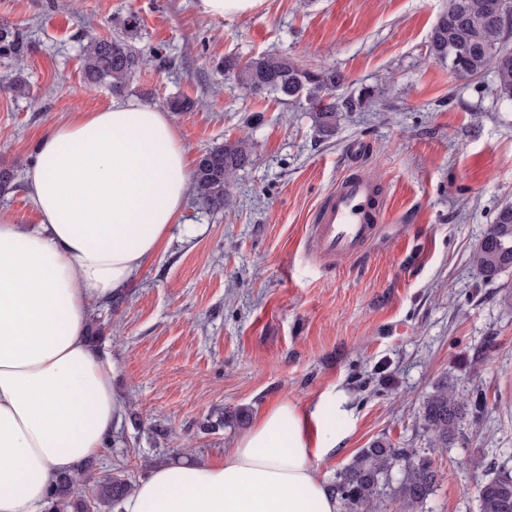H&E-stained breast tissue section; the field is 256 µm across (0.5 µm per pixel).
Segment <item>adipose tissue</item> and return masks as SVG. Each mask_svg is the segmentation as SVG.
<instances>
[{"label":"adipose tissue","instance_id":"1","mask_svg":"<svg viewBox=\"0 0 512 512\" xmlns=\"http://www.w3.org/2000/svg\"><path fill=\"white\" fill-rule=\"evenodd\" d=\"M165 112L122 99L55 126L25 188L39 223L0 212V512H42L52 481L80 473L127 409L115 364L89 339L97 305L150 264L190 190ZM278 401L218 462L159 464L123 512H340L320 468L336 446L325 405Z\"/></svg>","mask_w":512,"mask_h":512}]
</instances>
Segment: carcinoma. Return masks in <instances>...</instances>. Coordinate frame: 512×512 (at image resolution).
I'll use <instances>...</instances> for the list:
<instances>
[{
	"mask_svg": "<svg viewBox=\"0 0 512 512\" xmlns=\"http://www.w3.org/2000/svg\"><path fill=\"white\" fill-rule=\"evenodd\" d=\"M512 9V0H446L427 41L428 56L460 70V79L493 74L496 94L512 104V29L496 26L498 6ZM28 44L21 29L0 24V57L14 63L15 76L4 89L14 95L28 94L22 75ZM84 75L90 83L106 82L122 91L143 64V58L124 38H91L81 46ZM224 73L253 95L307 105L316 126L325 132L336 129L341 112L358 107L361 99L350 94L335 97L346 77L331 68L309 70L290 59L259 54L245 61L224 65ZM256 145L248 137L216 145L200 154L192 173L195 202L208 212L230 205V186L236 172L253 161ZM471 264L487 280L512 269V205L501 207L470 256ZM481 395L470 401L459 396L454 379L442 375L422 402L419 424L429 433L432 448H448L456 440L464 418L485 409ZM88 464L78 475L56 478L48 497L49 512H113L133 489V481L114 473L84 496ZM441 474L428 454L415 448H395L384 439L372 441L352 462L336 474L333 492L343 512H374L384 486L394 485L399 512H419L434 494ZM480 512H512V476L496 474L477 488Z\"/></svg>",
	"mask_w": 512,
	"mask_h": 512,
	"instance_id": "carcinoma-1",
	"label": "carcinoma"
}]
</instances>
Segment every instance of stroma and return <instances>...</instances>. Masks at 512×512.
Masks as SVG:
<instances>
[{
  "label": "stroma",
  "instance_id": "35a3bbf8",
  "mask_svg": "<svg viewBox=\"0 0 512 512\" xmlns=\"http://www.w3.org/2000/svg\"><path fill=\"white\" fill-rule=\"evenodd\" d=\"M445 0H262L251 13L207 16L198 0H0V24L31 47L24 96L0 92V168L16 189L0 209L16 223L39 216L24 188L37 145L53 127L111 105L109 84L84 80L80 46L129 37L149 63L123 96L168 110L189 161L247 136L251 165L237 172L230 207L187 200L157 258L98 310L114 387L128 400L92 474L140 479L178 452L219 459L247 430L235 412L283 399L308 404L339 389V441L322 461L334 481L385 438L429 451L442 475L423 512H479L487 474L512 475V270L484 280L470 255L496 212L512 204V108L492 75L458 80L427 54ZM137 17L135 32L126 19ZM259 53L309 69L333 66L363 105L319 134L304 106L247 94L223 61ZM364 142L361 170L387 210L363 255L315 252L311 217ZM487 400L450 448H429L418 424L438 377ZM481 457V468L469 466Z\"/></svg>",
  "mask_w": 512,
  "mask_h": 512
}]
</instances>
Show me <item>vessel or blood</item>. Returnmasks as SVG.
I'll return each instance as SVG.
<instances>
[{"instance_id": "vessel-or-blood-1", "label": "vessel or blood", "mask_w": 512, "mask_h": 512, "mask_svg": "<svg viewBox=\"0 0 512 512\" xmlns=\"http://www.w3.org/2000/svg\"><path fill=\"white\" fill-rule=\"evenodd\" d=\"M375 183L362 172L350 173L320 203L312 218V242L329 259L353 257L375 232L382 218Z\"/></svg>"}]
</instances>
